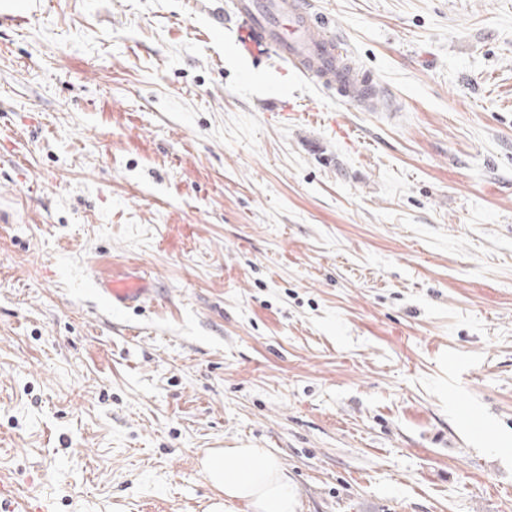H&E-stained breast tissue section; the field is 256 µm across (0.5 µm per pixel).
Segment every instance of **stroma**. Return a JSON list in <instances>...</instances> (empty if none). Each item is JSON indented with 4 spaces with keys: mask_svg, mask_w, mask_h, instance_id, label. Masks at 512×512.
<instances>
[{
    "mask_svg": "<svg viewBox=\"0 0 512 512\" xmlns=\"http://www.w3.org/2000/svg\"><path fill=\"white\" fill-rule=\"evenodd\" d=\"M310 2L370 111L241 56L230 0L0 9L17 499L206 512L203 456L263 448L298 512H512V0ZM98 284L104 294L112 299V304L132 307L143 303L152 288L141 276L128 273L107 275Z\"/></svg>",
    "mask_w": 512,
    "mask_h": 512,
    "instance_id": "1",
    "label": "stroma"
}]
</instances>
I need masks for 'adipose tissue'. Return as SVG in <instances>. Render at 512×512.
Returning a JSON list of instances; mask_svg holds the SVG:
<instances>
[{
  "label": "adipose tissue",
  "instance_id": "obj_1",
  "mask_svg": "<svg viewBox=\"0 0 512 512\" xmlns=\"http://www.w3.org/2000/svg\"><path fill=\"white\" fill-rule=\"evenodd\" d=\"M202 472L218 495L209 512H226L242 502L250 512H297L287 469L277 456L258 448H223L202 460Z\"/></svg>",
  "mask_w": 512,
  "mask_h": 512
}]
</instances>
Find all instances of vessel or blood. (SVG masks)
<instances>
[{"label":"vessel or blood","mask_w":512,"mask_h":512,"mask_svg":"<svg viewBox=\"0 0 512 512\" xmlns=\"http://www.w3.org/2000/svg\"><path fill=\"white\" fill-rule=\"evenodd\" d=\"M232 15L236 45L243 54L275 55L282 65L299 69L358 105L363 102L362 90H374L372 79L350 62L341 40L320 33L309 0H233ZM98 284L114 304L124 307L143 303L150 293L143 277L128 273L102 277Z\"/></svg>","instance_id":"b4317fda"}]
</instances>
